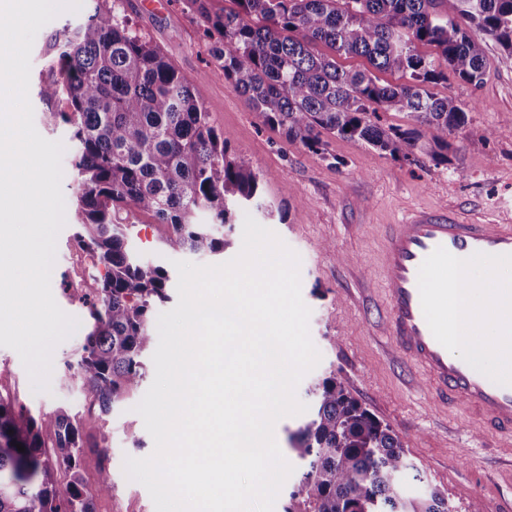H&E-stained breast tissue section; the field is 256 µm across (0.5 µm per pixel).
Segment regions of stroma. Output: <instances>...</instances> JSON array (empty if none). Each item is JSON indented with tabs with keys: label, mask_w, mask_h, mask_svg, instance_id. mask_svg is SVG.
I'll return each instance as SVG.
<instances>
[{
	"label": "stroma",
	"mask_w": 512,
	"mask_h": 512,
	"mask_svg": "<svg viewBox=\"0 0 512 512\" xmlns=\"http://www.w3.org/2000/svg\"><path fill=\"white\" fill-rule=\"evenodd\" d=\"M122 3L133 29L160 45L194 82L215 125L223 129L230 153L266 176L264 195L280 209V216H267L254 207L237 210L231 244L218 260L225 263L238 255L248 215L299 255L301 295L311 310L309 332L321 360L299 383L298 399L310 403L308 387L336 373L351 394L399 436L420 475L410 482L411 490L438 488L455 512H464L474 502L483 512H512V455L479 433L465 410L448 416L433 411L416 370L383 348L388 308L377 268L388 225L400 223L412 210L447 211L486 223L512 212V55L488 42L489 69L481 87L453 77L439 85V92L455 96L471 119L468 130L452 138L448 167H435L425 156L414 163L382 156L339 137L330 138L326 152L315 153L262 124L247 99L225 81L197 16L184 8L183 0H167L161 6L148 0ZM77 19V14L64 12L38 31L30 56L31 85L54 78L55 34ZM29 99L37 132L46 140L67 142V127L60 118L65 103L34 92ZM71 159V152H64L65 224L56 239L51 291L61 310L80 325L55 347L46 392H33L19 354L0 346V396L35 415L63 407L75 416L86 442L79 475L94 512H155L148 490L123 472L125 457L144 458L154 450L135 411L139 396L105 415L72 378L92 320L82 290L72 285L83 270V251L72 237L78 182ZM166 233L165 225L141 215L131 242L139 256L168 270L177 259L199 265L215 260L167 251L162 245ZM104 428L112 434L111 447H93ZM104 470L112 477L113 489L102 496L97 486Z\"/></svg>",
	"instance_id": "stroma-1"
}]
</instances>
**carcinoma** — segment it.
Instances as JSON below:
<instances>
[{
	"instance_id": "carcinoma-1",
	"label": "carcinoma",
	"mask_w": 512,
	"mask_h": 512,
	"mask_svg": "<svg viewBox=\"0 0 512 512\" xmlns=\"http://www.w3.org/2000/svg\"><path fill=\"white\" fill-rule=\"evenodd\" d=\"M85 20L55 35L53 80L44 99L62 98L77 172L75 239L93 259L82 291L93 329L76 373L101 413L135 394L154 342V307L168 299L163 267L132 250L138 214L168 227L167 250L224 251V226L242 205L262 206L263 176L228 154L195 87L161 47L139 35L120 0H92ZM185 0L224 80L263 124L307 150L335 135L409 162L448 166L449 137L470 118L450 94L434 91L453 73L480 87L486 38L512 55V0ZM366 58L346 70L316 50ZM432 49L422 53L418 45ZM397 73L403 83L380 81ZM388 112L407 123H382ZM205 215L208 223L198 222ZM314 406L289 433L286 460L303 467L284 512H448V497L407 492L415 470L399 437L354 400L336 375L314 382ZM53 440V460L45 438ZM25 451L20 452L17 445ZM84 440L64 408L35 417L0 397V512H93L79 489ZM71 472L59 489L57 474Z\"/></svg>"
}]
</instances>
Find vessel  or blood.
<instances>
[{"mask_svg": "<svg viewBox=\"0 0 512 512\" xmlns=\"http://www.w3.org/2000/svg\"><path fill=\"white\" fill-rule=\"evenodd\" d=\"M472 258L511 261L512 221L460 223L417 210L389 225L380 261L388 345L419 369L436 403L463 405L483 430L512 441V382L488 377L455 349L454 279Z\"/></svg>", "mask_w": 512, "mask_h": 512, "instance_id": "b4317fda", "label": "vessel or blood"}]
</instances>
